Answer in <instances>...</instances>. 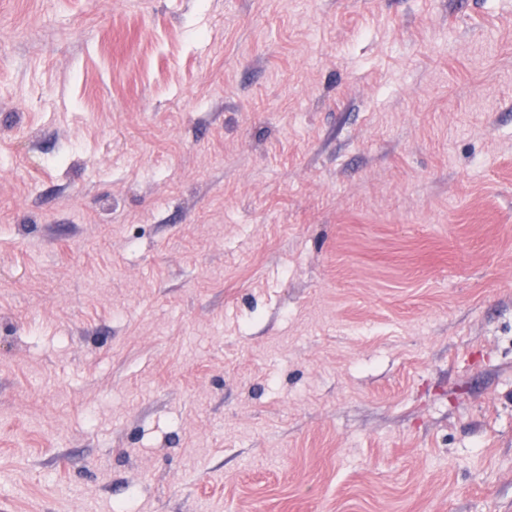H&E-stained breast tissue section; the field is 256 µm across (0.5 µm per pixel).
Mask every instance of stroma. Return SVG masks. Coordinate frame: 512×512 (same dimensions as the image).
<instances>
[{"label": "stroma", "instance_id": "obj_1", "mask_svg": "<svg viewBox=\"0 0 512 512\" xmlns=\"http://www.w3.org/2000/svg\"><path fill=\"white\" fill-rule=\"evenodd\" d=\"M512 512V0H0V512Z\"/></svg>", "mask_w": 512, "mask_h": 512}]
</instances>
